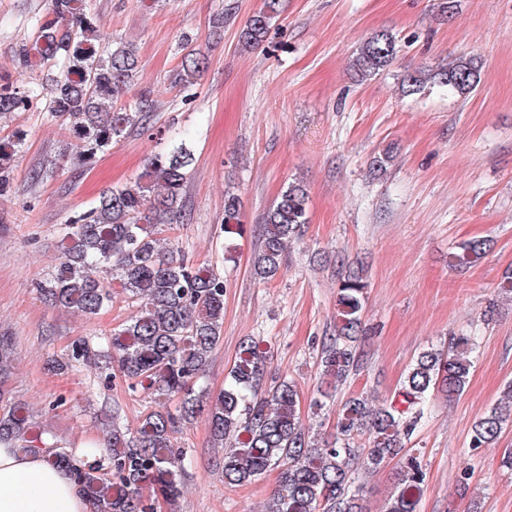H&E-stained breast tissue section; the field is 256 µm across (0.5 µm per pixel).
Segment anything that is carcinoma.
I'll return each mask as SVG.
<instances>
[{"label": "carcinoma", "instance_id": "1", "mask_svg": "<svg viewBox=\"0 0 512 512\" xmlns=\"http://www.w3.org/2000/svg\"><path fill=\"white\" fill-rule=\"evenodd\" d=\"M280 0H264L238 35L245 48L266 41L280 15ZM100 24L88 0H53L52 18L38 22L35 41L23 44L17 61L27 70L62 57L49 111L75 137L77 157L89 164L113 140L135 126L143 112H127L114 104L139 73L136 50L119 43L99 49ZM395 37L387 30L367 36L352 60L354 78L363 82L396 59ZM207 65L198 49L187 51L174 83L195 84ZM483 72L477 58L457 56L434 67L408 69L400 75L405 96L426 88L446 89L460 97L472 94ZM34 89L8 79L0 83V116L24 112ZM23 135L0 144V192L9 188ZM192 152L181 143L151 157L138 177L103 193L96 206L62 228L63 257L56 273L35 281V288L53 306L93 317L112 304V283H118L135 313L106 340V350L88 337L74 339L66 357L51 367L64 371L73 364L93 368L105 382L116 370L131 387L148 383L158 400L175 399V411L150 410L131 436L112 424L107 454L97 457L93 443L79 453L49 450L48 461L68 469L83 485L94 512H154L156 496L168 501L180 495L183 454L174 448L179 424L204 414L213 445L233 439L224 453V482L242 486L278 470L279 485L271 512H363L361 487L354 466L375 470L399 459L402 477L386 512H416L425 474L405 442L413 436L423 405L433 390L451 399L463 393L470 376L471 336L453 338L448 352L419 353L394 399L373 406L364 398L347 400L337 413L336 437L325 441L310 435L311 426L299 412L295 384L285 379L264 383L267 355L260 341L244 343L224 381V389L205 395L202 379L220 341L224 324V274L207 263H195L181 248L161 246L162 226L176 224L184 211ZM309 195L293 181L264 214L259 247L253 259L255 275L276 277L292 242L308 223ZM242 227L238 195L224 191V234ZM481 239L461 242L452 263L471 264L487 253ZM364 266L348 265L339 273L336 337L322 348L323 376L342 381L358 370L352 342L362 325L366 288ZM12 369L9 337L0 336V442L23 451L42 449L45 440L30 433L24 408L11 402L3 389ZM512 421V382L500 401L471 427L470 446L487 447ZM366 434L370 447L360 454L357 438Z\"/></svg>", "mask_w": 512, "mask_h": 512}]
</instances>
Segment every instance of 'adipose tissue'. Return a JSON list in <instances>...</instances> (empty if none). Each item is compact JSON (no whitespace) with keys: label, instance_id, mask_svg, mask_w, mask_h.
<instances>
[{"label":"adipose tissue","instance_id":"1","mask_svg":"<svg viewBox=\"0 0 512 512\" xmlns=\"http://www.w3.org/2000/svg\"><path fill=\"white\" fill-rule=\"evenodd\" d=\"M0 512H91L83 486L45 453L0 442Z\"/></svg>","mask_w":512,"mask_h":512}]
</instances>
